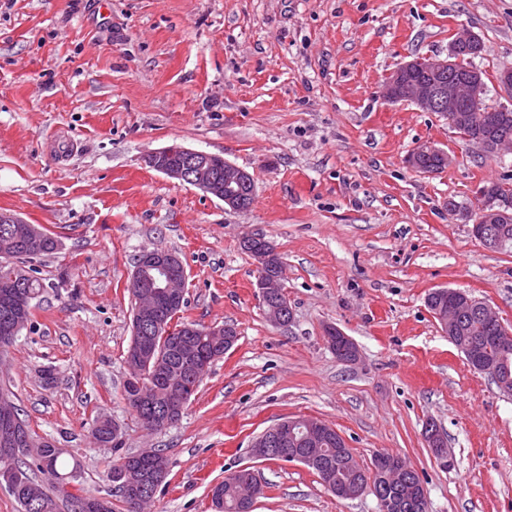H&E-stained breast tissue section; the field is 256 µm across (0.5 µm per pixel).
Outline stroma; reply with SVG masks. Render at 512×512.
<instances>
[{"mask_svg": "<svg viewBox=\"0 0 512 512\" xmlns=\"http://www.w3.org/2000/svg\"><path fill=\"white\" fill-rule=\"evenodd\" d=\"M462 26L485 44L475 66L512 68V0H0V212L59 241L32 262L44 291L0 386L78 464L76 488L125 512L115 454L89 437L106 416L124 453L169 459L148 512H216L212 486L246 466L263 485L253 512H378L302 464L253 456L268 427L300 416L335 428L361 464L405 458L428 512H512V395L470 368L425 304L461 289L512 327V252L484 249L448 211L512 178V151L486 157L439 113L380 94L404 62L447 55ZM424 142L450 156L443 172L410 166ZM175 143L250 172L251 208L144 165ZM251 232L283 263L288 325L263 313L241 247ZM153 248L186 267L180 319L239 334L158 432L124 399L129 283ZM330 326L357 343L356 362L337 360ZM430 420L453 469L425 442Z\"/></svg>", "mask_w": 512, "mask_h": 512, "instance_id": "stroma-1", "label": "stroma"}]
</instances>
